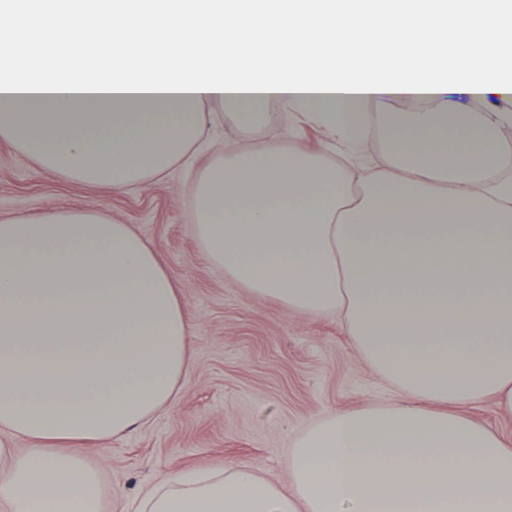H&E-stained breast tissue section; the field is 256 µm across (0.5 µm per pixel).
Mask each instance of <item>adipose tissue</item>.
Here are the masks:
<instances>
[{
	"label": "adipose tissue",
	"mask_w": 512,
	"mask_h": 512,
	"mask_svg": "<svg viewBox=\"0 0 512 512\" xmlns=\"http://www.w3.org/2000/svg\"><path fill=\"white\" fill-rule=\"evenodd\" d=\"M452 88L512 95V0H0V139L40 168L116 190L162 174L215 101L243 131L285 112L322 128L311 152L292 130L214 161L194 234L253 296L339 316L410 396L306 430L291 491L179 471L137 512H512V445L451 411L512 412V179L489 177L512 112L440 109ZM363 121L384 149L368 174L331 157ZM190 337L130 225L91 206L0 220V512H104L81 449L170 402Z\"/></svg>",
	"instance_id": "adipose-tissue-1"
}]
</instances>
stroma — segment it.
Here are the masks:
<instances>
[{
  "label": "stroma",
  "mask_w": 512,
  "mask_h": 512,
  "mask_svg": "<svg viewBox=\"0 0 512 512\" xmlns=\"http://www.w3.org/2000/svg\"><path fill=\"white\" fill-rule=\"evenodd\" d=\"M210 109L218 118L192 165L175 164L164 178L118 191L42 170L0 140V218L94 206L132 225L165 260L191 322L190 362L173 401L125 436L83 449L101 468L112 512H135L144 492L183 469L243 464L288 486V451L302 432L336 412L401 399L336 317L298 316L253 297L202 255L192 224L203 168L240 145L278 140L292 124L296 147L315 150L324 140L288 114L248 138L226 121L225 104ZM455 411L512 442V413L493 398Z\"/></svg>",
  "instance_id": "stroma-1"
}]
</instances>
